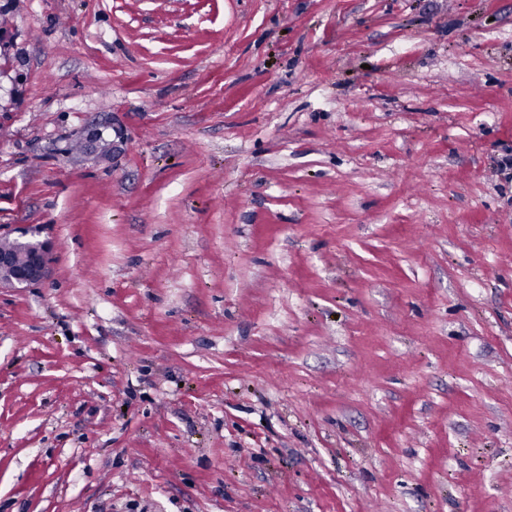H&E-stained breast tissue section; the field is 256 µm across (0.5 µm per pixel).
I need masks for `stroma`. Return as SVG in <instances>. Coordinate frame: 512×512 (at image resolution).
Segmentation results:
<instances>
[{
  "instance_id": "obj_1",
  "label": "stroma",
  "mask_w": 512,
  "mask_h": 512,
  "mask_svg": "<svg viewBox=\"0 0 512 512\" xmlns=\"http://www.w3.org/2000/svg\"><path fill=\"white\" fill-rule=\"evenodd\" d=\"M512 0H0V512H512ZM55 244L49 239L23 234L0 246V288H28L50 276Z\"/></svg>"
}]
</instances>
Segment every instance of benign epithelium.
<instances>
[{"mask_svg": "<svg viewBox=\"0 0 512 512\" xmlns=\"http://www.w3.org/2000/svg\"><path fill=\"white\" fill-rule=\"evenodd\" d=\"M55 244L49 239L23 234L0 246V288H28L50 276Z\"/></svg>", "mask_w": 512, "mask_h": 512, "instance_id": "obj_1", "label": "benign epithelium"}]
</instances>
